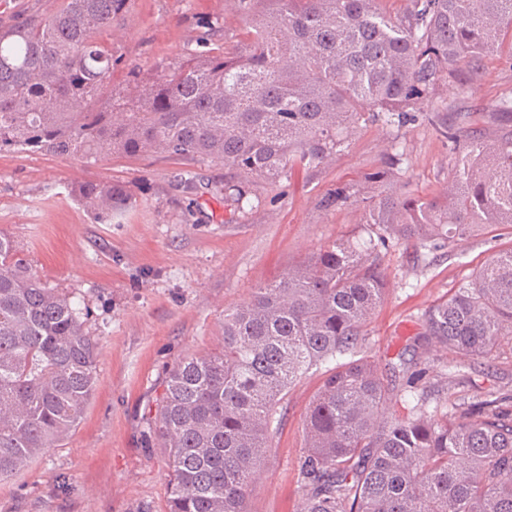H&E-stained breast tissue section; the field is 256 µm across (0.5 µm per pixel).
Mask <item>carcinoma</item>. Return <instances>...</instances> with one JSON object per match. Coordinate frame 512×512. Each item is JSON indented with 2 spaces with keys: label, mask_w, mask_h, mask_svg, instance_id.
Returning <instances> with one entry per match:
<instances>
[{
  "label": "carcinoma",
  "mask_w": 512,
  "mask_h": 512,
  "mask_svg": "<svg viewBox=\"0 0 512 512\" xmlns=\"http://www.w3.org/2000/svg\"><path fill=\"white\" fill-rule=\"evenodd\" d=\"M245 51L200 41L186 58L132 71L110 89L112 47L99 35L127 0H62L0 29V152L98 159L155 153L224 162V200L249 201L244 175L276 182L335 158L366 114L430 124L464 152L441 198L338 187L325 210L362 208V235L295 262L246 305L224 311V348L169 369L149 437L169 461L167 512H248L288 388L326 377L304 420L299 512H512V396L466 407L389 386L361 336L389 286L380 249L437 252L485 224H512V136L460 144L440 77L464 86L509 45L512 0H408L397 21L376 0H266ZM73 199L99 224L135 203L87 180ZM82 309L36 276L0 234V478L77 426L96 385V343ZM512 335V248L425 314L412 353L436 343L488 358Z\"/></svg>",
  "instance_id": "carcinoma-1"
}]
</instances>
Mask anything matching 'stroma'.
<instances>
[{"mask_svg": "<svg viewBox=\"0 0 512 512\" xmlns=\"http://www.w3.org/2000/svg\"><path fill=\"white\" fill-rule=\"evenodd\" d=\"M263 8L262 0L249 15L238 0H130L102 34L112 47L113 88L124 87L132 68L183 58L207 33L201 19L220 18V38L236 45ZM510 93L512 63L503 53L471 83L441 91L449 125L460 127L462 137L475 132L487 140L512 134V122L494 110ZM395 149L403 161L384 181L385 192L432 197L455 172L456 154L431 125L365 122L332 164L252 184L261 203L236 217L224 200V165L214 159L186 165L148 153L88 163L0 153V233L48 286L80 303L98 351L96 389L82 421L23 470L0 478V512H165L168 457L149 439L146 416L157 408L166 371L184 356L220 347L226 308L248 302L254 288L277 280L289 263L356 235L364 220L358 205L326 210L319 201L362 182ZM182 170L191 172L192 189L179 185ZM89 179L133 191L136 202L119 223H96L71 198L70 186ZM511 247L507 224L487 225L445 254L389 244L381 259L390 286L367 327L362 355L383 368L397 363L426 312ZM422 367L420 387H434L452 403L471 404L490 391L512 395V336L489 362L433 345ZM323 378L318 367L291 385L249 512H299L303 423Z\"/></svg>", "mask_w": 512, "mask_h": 512, "instance_id": "stroma-1", "label": "stroma"}]
</instances>
